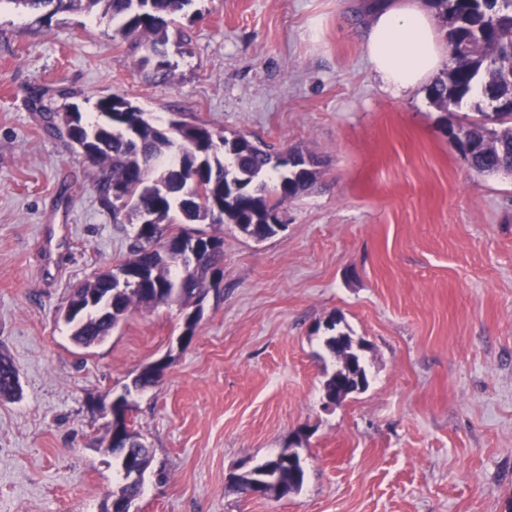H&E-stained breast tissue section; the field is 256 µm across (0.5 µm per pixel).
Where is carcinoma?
Listing matches in <instances>:
<instances>
[{"label": "carcinoma", "mask_w": 512, "mask_h": 512, "mask_svg": "<svg viewBox=\"0 0 512 512\" xmlns=\"http://www.w3.org/2000/svg\"><path fill=\"white\" fill-rule=\"evenodd\" d=\"M40 15L43 21L74 11L90 13L103 6V13L119 23L123 40L134 46L139 65L153 64L161 79L172 74L166 51V29L173 16L192 0H5ZM439 19L452 63L428 88L427 97L441 112H451L473 93L486 90L492 112L476 105L471 120L449 133L471 168L482 174L512 171V82L505 68L512 69V0H423ZM93 119L83 118L79 107L65 108L62 121L68 139L91 131L90 164L95 172L94 188L103 206L113 215L124 214L129 224L137 225L130 257L118 267L138 273L147 271L146 283L111 286L112 270L96 273L92 279L72 289L68 303L88 296L112 305L111 318L96 309L68 321L70 341L88 349L104 342L126 319L134 307L151 308L176 302L184 316L202 315L204 288L220 273L224 239L200 234L199 241L210 244L212 252L196 263H179L165 242L187 231L175 227L172 213L180 212L190 224H233L243 234L258 240L274 236L275 213L288 200L310 187L317 178L311 168L300 173L290 160L304 158L300 150L273 154L245 136L229 139L204 125L183 123L182 139L163 132L151 119L137 121L128 134L113 126L124 112L141 108L120 95L97 100ZM154 215V223L144 224V214ZM339 362L337 371L354 357L351 337L341 342L331 335L326 340ZM160 382L148 364L134 379L138 390ZM19 391L17 371L12 361L0 354V399H12ZM128 400L113 406V426L109 449L112 455L133 457L141 472L152 464L153 455L135 429H126L124 415ZM265 471L274 477L273 492L301 491L305 472L294 477L281 461L266 460L252 470L234 477L233 484L244 491L250 487L253 472ZM141 493V488L119 482L108 495L104 512H124Z\"/></svg>", "instance_id": "1"}]
</instances>
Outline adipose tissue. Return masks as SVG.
Listing matches in <instances>:
<instances>
[{
    "instance_id": "obj_1",
    "label": "adipose tissue",
    "mask_w": 512,
    "mask_h": 512,
    "mask_svg": "<svg viewBox=\"0 0 512 512\" xmlns=\"http://www.w3.org/2000/svg\"><path fill=\"white\" fill-rule=\"evenodd\" d=\"M363 52L382 86L398 97L423 87L448 57L423 0H382Z\"/></svg>"
}]
</instances>
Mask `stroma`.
I'll return each mask as SVG.
<instances>
[{
  "label": "stroma",
  "mask_w": 512,
  "mask_h": 512,
  "mask_svg": "<svg viewBox=\"0 0 512 512\" xmlns=\"http://www.w3.org/2000/svg\"><path fill=\"white\" fill-rule=\"evenodd\" d=\"M371 0H194L168 28L173 75L134 65L102 12L51 23L0 0V512H100L117 486L110 400L163 357L129 418L154 461L130 512H512V173L473 171L425 90L396 97L363 53ZM63 111L117 94L180 119L300 149L319 175L257 240H224L220 294L181 345L175 303L134 309L75 347L71 288L129 254L67 137ZM364 342L367 388L324 398L326 322ZM306 479L285 498L228 480L285 448ZM19 391L17 371L12 361L0 354V399H13Z\"/></svg>",
  "instance_id": "stroma-1"
}]
</instances>
